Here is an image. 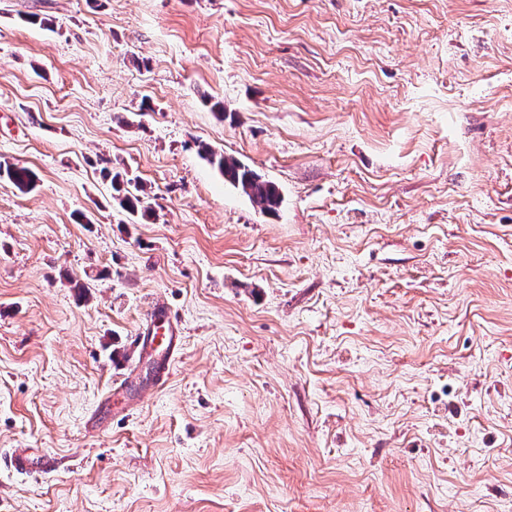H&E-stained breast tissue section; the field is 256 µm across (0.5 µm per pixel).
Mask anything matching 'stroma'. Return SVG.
Here are the masks:
<instances>
[{"label": "stroma", "mask_w": 512, "mask_h": 512, "mask_svg": "<svg viewBox=\"0 0 512 512\" xmlns=\"http://www.w3.org/2000/svg\"><path fill=\"white\" fill-rule=\"evenodd\" d=\"M0 161V512H512V0H0ZM203 156L224 176V181L241 190L263 213H276L282 204V195L275 183L263 179L251 168L234 158L216 154L207 146ZM4 176L21 192H29L35 187L36 175L27 167L0 164V177ZM119 177L118 174L112 176V188L120 197L119 204L121 208L132 216L138 214L139 211L145 213L147 207L144 205V196L140 194L141 189L136 185H134L133 190L130 189L129 186H131V182H126L125 186L124 181L121 182ZM182 321L169 304L156 299L145 315L144 323L131 338V347L141 357L149 353L151 362L143 365L139 361L124 381L108 393L105 405L114 410L118 402L121 410L130 409L135 399L146 388L162 389L168 381L173 365L178 358L182 344ZM9 465L17 471L38 474L41 476L52 475L56 470V464L51 457L29 455L26 453L13 454L8 459Z\"/></svg>", "instance_id": "35a3bbf8"}]
</instances>
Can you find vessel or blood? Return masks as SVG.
Returning a JSON list of instances; mask_svg holds the SVG:
<instances>
[{"mask_svg": "<svg viewBox=\"0 0 512 512\" xmlns=\"http://www.w3.org/2000/svg\"><path fill=\"white\" fill-rule=\"evenodd\" d=\"M182 321L169 304L155 300L145 316V320L135 336L131 338L133 351L149 354V364L134 366L131 373L105 398L107 409L116 405L131 408L136 398L145 389H162L168 381L173 365L178 358L182 344ZM8 462L17 471L52 475L56 470L53 458L18 453L11 455Z\"/></svg>", "mask_w": 512, "mask_h": 512, "instance_id": "obj_1", "label": "vessel or blood"}]
</instances>
